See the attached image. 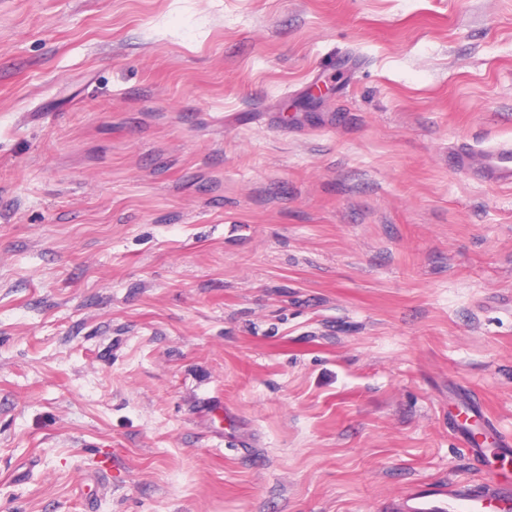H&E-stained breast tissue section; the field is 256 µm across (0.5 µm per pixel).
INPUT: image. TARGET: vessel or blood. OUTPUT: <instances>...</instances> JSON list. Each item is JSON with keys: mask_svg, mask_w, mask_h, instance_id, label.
I'll return each mask as SVG.
<instances>
[{"mask_svg": "<svg viewBox=\"0 0 512 512\" xmlns=\"http://www.w3.org/2000/svg\"><path fill=\"white\" fill-rule=\"evenodd\" d=\"M486 178L512 180V146L503 145L488 153L483 170ZM462 444L474 460L485 455L486 440L501 451L512 448V439L502 435L492 420L483 423L482 436L471 433L467 423H457ZM389 512H512V471L503 469L479 484L449 483L447 490L416 494L390 508Z\"/></svg>", "mask_w": 512, "mask_h": 512, "instance_id": "obj_1", "label": "vessel or blood"}]
</instances>
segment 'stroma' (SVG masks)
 Here are the masks:
<instances>
[{"instance_id":"35a3bbf8","label":"stroma","mask_w":512,"mask_h":512,"mask_svg":"<svg viewBox=\"0 0 512 512\" xmlns=\"http://www.w3.org/2000/svg\"><path fill=\"white\" fill-rule=\"evenodd\" d=\"M505 142L512 0H0V512L512 470ZM482 174L492 180H512V146L503 145L490 151ZM463 413L466 414V417L462 423L458 419L460 412L451 416L452 422L462 438V445L464 448H467L468 453L474 460H477L479 463L482 462L483 457L485 456V444L489 439L496 442L500 446V450L507 454L508 449L511 446L510 439L498 431L491 419L485 417L483 423L484 432L481 433L483 439L480 441L471 433L467 424L469 417H476V414L469 408L464 410Z\"/></svg>"}]
</instances>
